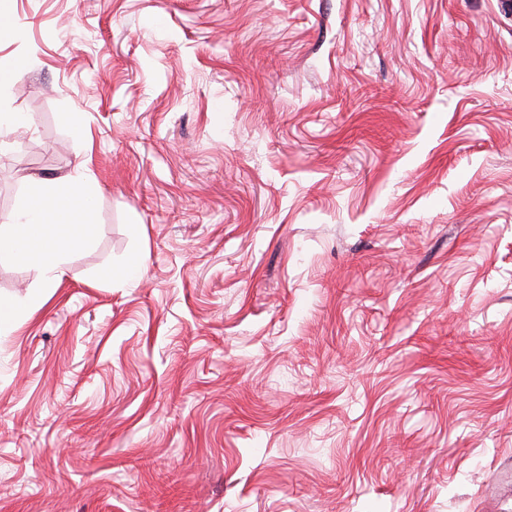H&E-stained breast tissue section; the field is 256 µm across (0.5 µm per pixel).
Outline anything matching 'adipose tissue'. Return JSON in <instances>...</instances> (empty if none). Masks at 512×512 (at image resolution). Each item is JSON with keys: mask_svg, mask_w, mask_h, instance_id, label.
I'll list each match as a JSON object with an SVG mask.
<instances>
[{"mask_svg": "<svg viewBox=\"0 0 512 512\" xmlns=\"http://www.w3.org/2000/svg\"><path fill=\"white\" fill-rule=\"evenodd\" d=\"M24 208L0 222V258L36 265L48 281L65 274L66 254L84 245L92 221L90 187L32 178Z\"/></svg>", "mask_w": 512, "mask_h": 512, "instance_id": "1", "label": "adipose tissue"}]
</instances>
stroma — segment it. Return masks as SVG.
I'll list each match as a JSON object with an SVG mask.
<instances>
[{
    "instance_id": "stroma-1",
    "label": "stroma",
    "mask_w": 512,
    "mask_h": 512,
    "mask_svg": "<svg viewBox=\"0 0 512 512\" xmlns=\"http://www.w3.org/2000/svg\"><path fill=\"white\" fill-rule=\"evenodd\" d=\"M0 18V215L96 187L60 282L0 260V512H512L502 0Z\"/></svg>"
}]
</instances>
